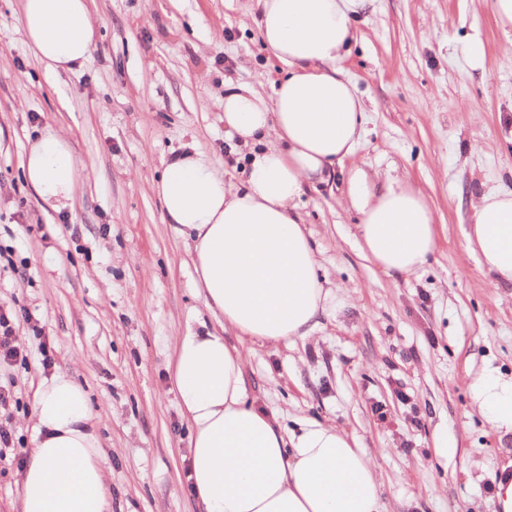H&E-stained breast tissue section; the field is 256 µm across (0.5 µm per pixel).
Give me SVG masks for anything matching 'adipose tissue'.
<instances>
[{
    "mask_svg": "<svg viewBox=\"0 0 512 512\" xmlns=\"http://www.w3.org/2000/svg\"><path fill=\"white\" fill-rule=\"evenodd\" d=\"M366 0H258L259 32L286 67L265 98L248 86L224 95L228 134L252 148L243 186L227 184L206 154L165 163L157 185L165 218L185 239L194 286L218 330L187 329L171 381L190 427L189 479L201 512H381L373 466L331 424H279L249 399L245 358L224 331L271 343L303 338L336 304L298 212L306 187L329 182L353 155L367 115L341 67L352 20ZM27 43L46 72L84 66L96 26L88 0H20ZM43 203L71 208L77 161L69 140L45 129L22 163ZM346 201L359 216L360 250L387 273L421 268L436 246L424 195L396 176L374 184L347 170ZM470 252L496 283L512 285V191L478 195ZM469 390L496 434H512V375L486 366ZM21 483V512H108L105 460L84 387L58 373L43 381Z\"/></svg>",
    "mask_w": 512,
    "mask_h": 512,
    "instance_id": "adipose-tissue-1",
    "label": "adipose tissue"
}]
</instances>
